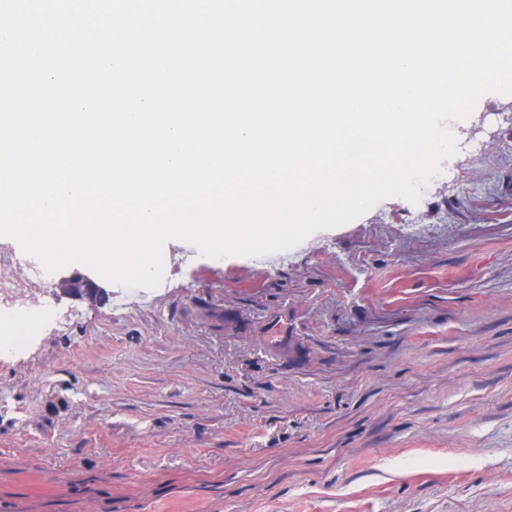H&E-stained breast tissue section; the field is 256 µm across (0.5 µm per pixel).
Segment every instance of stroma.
<instances>
[{
  "mask_svg": "<svg viewBox=\"0 0 512 512\" xmlns=\"http://www.w3.org/2000/svg\"><path fill=\"white\" fill-rule=\"evenodd\" d=\"M512 95L282 264L162 250L163 279L0 356V512H512Z\"/></svg>",
  "mask_w": 512,
  "mask_h": 512,
  "instance_id": "1",
  "label": "stroma"
}]
</instances>
